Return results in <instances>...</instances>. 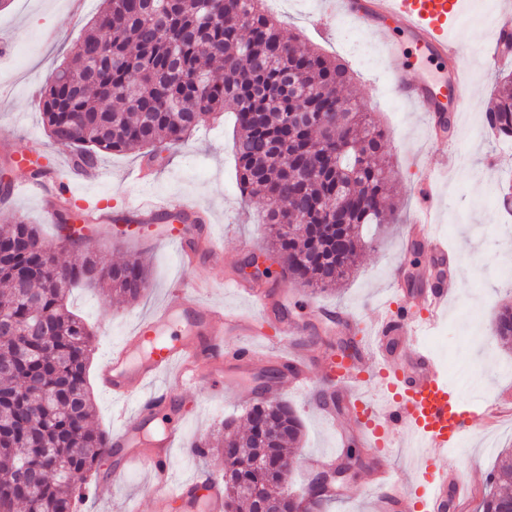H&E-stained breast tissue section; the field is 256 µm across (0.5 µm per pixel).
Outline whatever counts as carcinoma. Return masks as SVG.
Masks as SVG:
<instances>
[{
    "mask_svg": "<svg viewBox=\"0 0 512 512\" xmlns=\"http://www.w3.org/2000/svg\"><path fill=\"white\" fill-rule=\"evenodd\" d=\"M351 80L343 63L284 37L264 0H101L90 30L42 91L40 112L49 138L89 165L137 147L162 153L205 118L233 113L241 192L266 200L282 271L324 292L347 277L368 227L394 219L393 169L377 161L385 130L353 101L344 102L343 123L316 121L336 111V95ZM488 118L497 134L512 136V90L503 88ZM336 139L351 147L315 166ZM339 192L344 229L327 222ZM285 221L298 228L282 233ZM2 241L22 246L0 261V321L21 330L39 315L51 335L0 332V512H76L85 481L112 446L89 425L94 333L66 301L79 284L135 301L149 287L148 270L136 259L115 265L89 251L78 264H62L23 219L0 225ZM20 267L35 271L23 288L14 277ZM494 324L511 342L512 308ZM301 433L294 408L279 400L253 404L242 433L224 423V512H253L252 497H273L281 486L274 465ZM49 452L66 473L18 489L20 465L47 469ZM477 512H512V451L489 472Z\"/></svg>",
    "mask_w": 512,
    "mask_h": 512,
    "instance_id": "1",
    "label": "carcinoma"
}]
</instances>
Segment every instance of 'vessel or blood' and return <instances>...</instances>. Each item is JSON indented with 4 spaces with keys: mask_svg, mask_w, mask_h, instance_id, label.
<instances>
[{
    "mask_svg": "<svg viewBox=\"0 0 512 512\" xmlns=\"http://www.w3.org/2000/svg\"><path fill=\"white\" fill-rule=\"evenodd\" d=\"M466 0H331L317 23L326 29L339 14L355 21H369L394 61L393 81L403 100L417 111L427 113L433 133L445 129V112L461 117L471 102V84L466 78L467 64L462 43L456 36ZM397 22L409 33L426 55L448 63V73L440 80L410 75L399 66V49L392 40L386 21ZM101 172L97 167L77 168L75 163L52 167L38 180L27 181L28 190L37 195L48 223H56L65 201L74 199L75 183L92 184ZM416 214L405 233L407 245L427 249L428 267L418 274L419 285L410 288L405 277L391 283L396 302L378 307L366 342L358 343L354 354L340 356L335 347L312 348L302 342L304 327L279 312L287 301L286 293L267 287H246L253 312L213 306L204 302L205 291L198 280L176 284L173 300L155 308L140 320L120 344L115 346L100 367V384L113 399L134 401L139 415H149L173 400L176 389L204 377L220 378L226 390H235L233 375L248 373L263 356L253 341L261 337L262 326L274 327L286 335L279 364L282 386L311 390L314 375L326 385L312 392L311 404L320 417L336 422L338 407H347V426L337 429L339 447L352 438L372 448L408 447L420 449L418 472L410 487H403L390 467L380 461L372 466L382 485L374 497L372 512H447L448 501L458 498L465 483L448 459L450 448L460 446L483 425L501 413L500 404H473L458 395L446 382L443 366L423 347L424 336L448 307V288L458 270L451 266L448 248L432 232L436 194L431 185L418 190ZM100 226L95 235H110L109 222L154 224L160 232L155 241L179 246L181 264L199 259L223 265L224 248L213 237L199 205L181 198L161 199L142 192L127 202L121 213L98 206L94 214ZM323 324L350 334L351 313L339 308H324L318 313ZM188 327L184 335L167 339L163 346L142 355L146 339L163 335L175 323ZM240 337L233 352H225L224 336ZM382 385L387 394L382 401L366 398L368 383ZM183 432L181 421L167 424L163 436L149 440L132 424L122 423L112 434V446L123 453L124 464H139L152 490L153 512H168L180 503L183 512H222L223 499L217 482L209 475L198 480L175 481L171 474L170 453Z\"/></svg>",
    "mask_w": 512,
    "mask_h": 512,
    "instance_id": "obj_1",
    "label": "vessel or blood"
}]
</instances>
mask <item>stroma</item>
<instances>
[{
	"label": "stroma",
	"mask_w": 512,
	"mask_h": 512,
	"mask_svg": "<svg viewBox=\"0 0 512 512\" xmlns=\"http://www.w3.org/2000/svg\"><path fill=\"white\" fill-rule=\"evenodd\" d=\"M487 0H476L474 9L463 15L459 30L465 33L467 55H484L494 33L484 15ZM100 0H86L75 9L69 0H9L0 9V39L10 44V54L0 60V179L10 184L23 182L31 171L19 167L15 155L30 141L41 145L43 162L70 157L68 148L52 144L40 115V93L59 63L90 27ZM322 8L321 0H275L273 11L283 35H299L310 45L344 58L357 77L343 89L360 109L378 117L386 131L384 156L397 177L396 214L393 223L372 227L370 246L360 251L350 278L332 292H310L273 274L266 283L287 291L288 310L300 323H316V309L329 305L350 311L357 319L358 336L381 303L394 302L389 287L398 271L415 272L412 256L403 247V231L409 224L416 203V190L427 180L434 181L437 193L436 221L443 224V238L461 258L459 274L451 287L448 308L442 322L448 323L445 340L429 349L445 367L468 365L479 379L483 397L512 389V349L503 347L494 331L497 309L512 302V215L502 208L500 188L512 180V142L485 135L481 122L500 82L498 71L470 69L472 99L454 143L432 141L425 115L412 108L395 92L390 68L378 39L370 28L338 17L331 30L318 34L313 21ZM234 126L230 115L202 123L186 141L171 146L163 163L156 167V179L149 190L161 197H183L209 208L214 215L213 231L224 242V263L212 266L201 262L193 269H182L175 249L165 245L150 250L136 247L137 239L148 237L147 228L126 225V235L93 245L111 263L142 257L149 266L150 286L135 303L122 304L100 288L74 289L69 308L80 315L95 333V354L88 370V381L95 408L93 426L113 432L119 423L118 409H125L129 422H136L132 404L118 405L97 382V373L109 348L130 331L138 318L155 306L171 300L174 285L184 278L209 281L212 288L206 302L220 303L245 312L251 304L235 289L232 280L242 279V269L252 253L268 249L269 229L262 222L266 209L263 198L243 197L233 154ZM461 155V163L451 175L438 177L441 156L448 149ZM146 150L107 154L100 161L101 181L91 186L77 185L74 204L80 209L107 204L119 212L127 200L142 188L130 178L133 167L145 161ZM23 218L39 225L45 243L64 261H76L79 249L59 248L52 226L45 224L37 197L26 190L9 200L0 199V224ZM266 379L265 366L256 367L237 393L216 399L209 381L179 392L177 405L166 418L156 419L152 431H160L165 420L182 419L183 434L171 457L173 474L190 478L200 472L222 479L224 460L220 454L195 456L194 443L216 436L224 421L233 419L245 425L247 392L257 390ZM279 399L292 405L302 424V438L292 457L288 487L301 491L311 475L303 461L309 455L336 453V430L326 424L309 406L304 394L280 391ZM512 445V416L488 425L482 436L467 440L458 449L459 472L471 492L463 498V512H475L484 492V483L499 451ZM99 482L86 501L84 512H152L145 490V475L136 468L119 472L113 455L101 460ZM374 482L366 467L349 473L331 501L327 512H371Z\"/></svg>",
	"instance_id": "obj_1"
}]
</instances>
